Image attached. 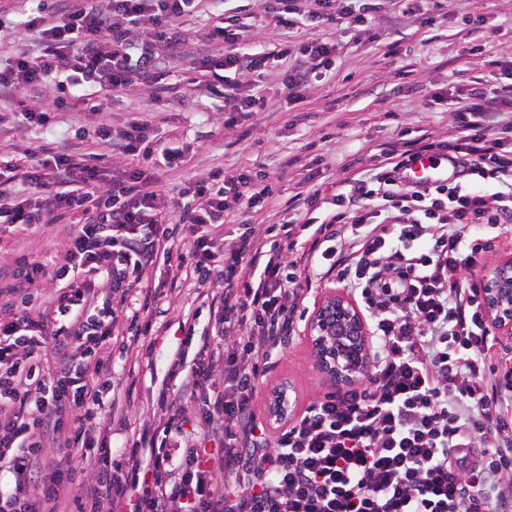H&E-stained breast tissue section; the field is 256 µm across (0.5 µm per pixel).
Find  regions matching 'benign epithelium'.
Masks as SVG:
<instances>
[{
  "label": "benign epithelium",
  "instance_id": "1",
  "mask_svg": "<svg viewBox=\"0 0 512 512\" xmlns=\"http://www.w3.org/2000/svg\"><path fill=\"white\" fill-rule=\"evenodd\" d=\"M484 309L498 331L512 335V258L500 261L485 276ZM316 367L336 388L365 377L370 364L371 334L360 308L342 295H330L318 303L307 323ZM294 408L291 386L273 391L271 419L281 422Z\"/></svg>",
  "mask_w": 512,
  "mask_h": 512
}]
</instances>
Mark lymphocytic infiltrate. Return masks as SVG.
<instances>
[{
  "mask_svg": "<svg viewBox=\"0 0 512 512\" xmlns=\"http://www.w3.org/2000/svg\"><path fill=\"white\" fill-rule=\"evenodd\" d=\"M433 28L448 0H54L26 13L40 49L13 39L0 4V128H45L55 109L98 115L99 144L131 157L106 169L102 154H69L34 142L23 156L0 149V223L25 233L71 223L54 260L0 265V512H506L512 492V358L502 356L473 274L494 233L512 224V83L491 97L478 87L449 107L448 138H398L365 174L346 180L322 208L320 174L294 196L267 247L253 228L228 237V219L274 201L264 175L215 172L190 179L180 200L157 167L181 169L183 148H159L154 125L119 131L103 120L111 97L159 99L166 72L187 64L191 82L223 95L232 128L264 110L254 91L272 61L291 54L300 17L370 26L389 6ZM280 32L277 51L244 43L240 11ZM205 12L209 43L186 48L184 23ZM55 90L52 108L24 98ZM452 157L461 180L404 182L408 158ZM31 188L22 198L16 177ZM301 224L302 239L290 236ZM164 263L171 282L222 291L214 336L203 339L181 399L204 410L144 424L113 455L107 439L124 421L113 392L112 340L124 320L132 275ZM56 283L50 300L39 286ZM332 280L371 330L366 383L311 402L278 434L257 423L264 367L291 335L306 294ZM54 371H46V356ZM77 449L89 475L74 486L61 452Z\"/></svg>",
  "mask_w": 512,
  "mask_h": 512,
  "instance_id": "lymphocytic-infiltrate-1",
  "label": "lymphocytic infiltrate"
}]
</instances>
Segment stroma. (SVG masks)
Listing matches in <instances>:
<instances>
[{"mask_svg": "<svg viewBox=\"0 0 512 512\" xmlns=\"http://www.w3.org/2000/svg\"><path fill=\"white\" fill-rule=\"evenodd\" d=\"M473 11L487 15L488 31H472L465 25L466 14ZM373 32L370 41L344 38L335 63L312 80L302 102L288 101L282 85L288 65L277 64L258 89L268 101L267 111L230 130L215 125L224 110L223 98L189 83L179 67L167 79L166 99H112L108 119L119 131L131 118L143 116L157 125L160 136L173 133L178 145H192V159L182 170L157 173L160 186L170 194L202 172L266 174L276 203L253 218L256 232L263 235L281 221L289 199L305 191L301 172L306 167H317L325 182L338 183L347 177L346 165L358 172L367 169L369 146L390 143L398 131L427 129L437 139H446L448 105L470 88L480 85L499 91L500 73L470 49L477 44L492 52L512 47V0H450L447 17L429 31L391 12L376 21ZM394 41L401 45V57L387 53ZM97 125L92 113L60 110L51 128L0 133V146L17 154L32 141L89 148ZM59 235L56 225L21 235L5 232L0 236V263H13L23 255L50 261ZM168 298L171 309L152 332L138 337L124 324L120 339L112 343V378L123 386L127 409L125 425L112 428V446H132L140 424L171 415V407L159 403L158 391L178 385L179 355L196 348L195 342L186 341L181 327L192 323L199 335L210 327L211 290L185 285L169 292ZM306 323V318L297 319L286 345L266 367L255 400L259 421H266L269 394L281 383L292 386L299 412L332 388L314 364Z\"/></svg>", "mask_w": 512, "mask_h": 512, "instance_id": "35a3bbf8", "label": "stroma"}]
</instances>
